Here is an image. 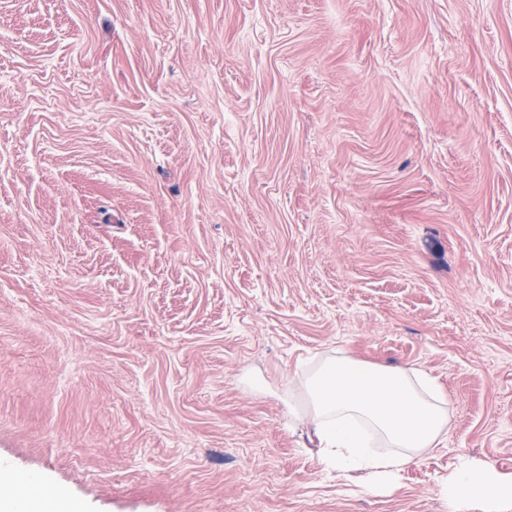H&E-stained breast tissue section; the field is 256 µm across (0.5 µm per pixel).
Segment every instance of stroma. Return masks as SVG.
<instances>
[{
	"mask_svg": "<svg viewBox=\"0 0 512 512\" xmlns=\"http://www.w3.org/2000/svg\"><path fill=\"white\" fill-rule=\"evenodd\" d=\"M419 368L370 492L306 381ZM512 475V0H0V465L80 512H448ZM443 494L452 511L480 500L488 512H498L502 504L512 503V477H504L492 464L465 460L448 477Z\"/></svg>",
	"mask_w": 512,
	"mask_h": 512,
	"instance_id": "1",
	"label": "stroma"
}]
</instances>
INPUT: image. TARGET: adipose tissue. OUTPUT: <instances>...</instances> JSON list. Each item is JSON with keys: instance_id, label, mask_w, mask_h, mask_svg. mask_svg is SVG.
Here are the masks:
<instances>
[{"instance_id": "adipose-tissue-1", "label": "adipose tissue", "mask_w": 512, "mask_h": 512, "mask_svg": "<svg viewBox=\"0 0 512 512\" xmlns=\"http://www.w3.org/2000/svg\"><path fill=\"white\" fill-rule=\"evenodd\" d=\"M310 423L326 461L339 469L369 472L388 482L422 451L437 447L448 422L446 396L436 379L418 369L362 366L336 355L323 359L308 380ZM388 454L375 452L376 443ZM43 479L0 467V512H74L65 494L44 505ZM452 512L479 500L488 512L512 503V478L489 463L463 461L443 490Z\"/></svg>"}]
</instances>
